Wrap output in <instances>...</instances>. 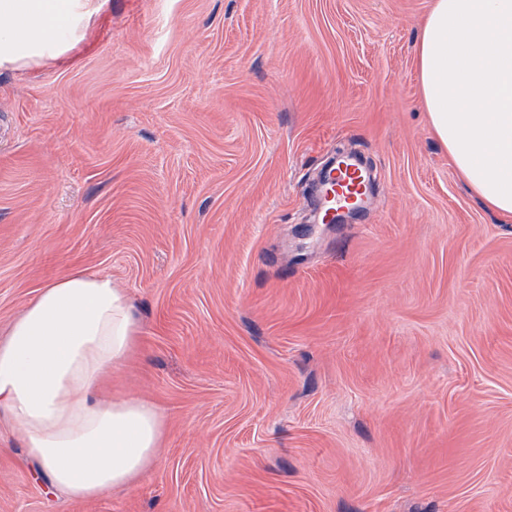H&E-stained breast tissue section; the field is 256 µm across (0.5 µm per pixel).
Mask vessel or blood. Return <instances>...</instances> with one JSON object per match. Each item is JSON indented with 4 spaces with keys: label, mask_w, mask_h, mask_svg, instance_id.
Masks as SVG:
<instances>
[{
    "label": "vessel or blood",
    "mask_w": 512,
    "mask_h": 512,
    "mask_svg": "<svg viewBox=\"0 0 512 512\" xmlns=\"http://www.w3.org/2000/svg\"><path fill=\"white\" fill-rule=\"evenodd\" d=\"M369 184L367 173L357 164L343 162L331 168L320 188L318 217L322 223H330L338 212L359 208L367 197Z\"/></svg>",
    "instance_id": "b4317fda"
}]
</instances>
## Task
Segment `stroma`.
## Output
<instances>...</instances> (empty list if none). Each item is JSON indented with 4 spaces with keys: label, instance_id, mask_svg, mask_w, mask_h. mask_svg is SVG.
<instances>
[{
    "label": "stroma",
    "instance_id": "stroma-1",
    "mask_svg": "<svg viewBox=\"0 0 512 512\" xmlns=\"http://www.w3.org/2000/svg\"><path fill=\"white\" fill-rule=\"evenodd\" d=\"M431 0H108L0 70V340L45 283L112 277L113 388L167 435L135 488L51 493L0 418V512H512V222L428 123ZM374 188L319 224L337 150Z\"/></svg>",
    "mask_w": 512,
    "mask_h": 512
}]
</instances>
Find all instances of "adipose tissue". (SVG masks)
<instances>
[{
    "mask_svg": "<svg viewBox=\"0 0 512 512\" xmlns=\"http://www.w3.org/2000/svg\"><path fill=\"white\" fill-rule=\"evenodd\" d=\"M107 0H0V68L70 52ZM416 65L429 124L472 193L512 217V0H433ZM140 324L110 276L44 285L0 341V417L17 424L50 488L76 500L135 488L154 467L164 409L112 394Z\"/></svg>",
    "mask_w": 512,
    "mask_h": 512,
    "instance_id": "1",
    "label": "adipose tissue"
}]
</instances>
